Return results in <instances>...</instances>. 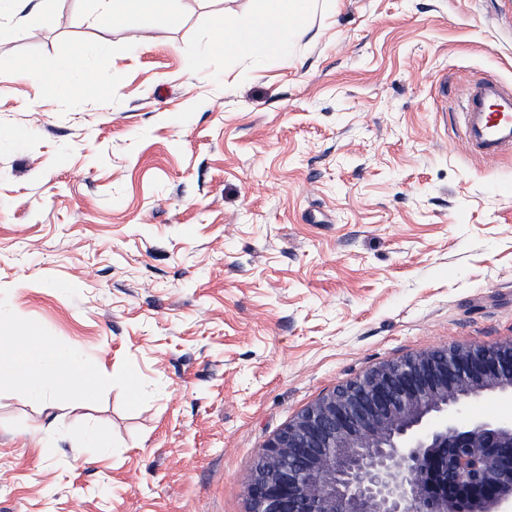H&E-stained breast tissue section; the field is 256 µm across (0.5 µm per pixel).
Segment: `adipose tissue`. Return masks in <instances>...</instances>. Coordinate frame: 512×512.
Returning a JSON list of instances; mask_svg holds the SVG:
<instances>
[{
    "instance_id": "obj_1",
    "label": "adipose tissue",
    "mask_w": 512,
    "mask_h": 512,
    "mask_svg": "<svg viewBox=\"0 0 512 512\" xmlns=\"http://www.w3.org/2000/svg\"><path fill=\"white\" fill-rule=\"evenodd\" d=\"M276 10L245 21L222 12L214 16L213 49L240 55L259 47L267 53L286 55L289 45L300 36L303 24L314 13L316 0H277ZM9 334L11 346L0 351V378L9 379L22 396L36 397L53 407L57 394L89 401L101 389L97 375L70 350L54 347L36 329H22L12 323L0 324Z\"/></svg>"
}]
</instances>
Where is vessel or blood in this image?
Listing matches in <instances>:
<instances>
[{
    "mask_svg": "<svg viewBox=\"0 0 512 512\" xmlns=\"http://www.w3.org/2000/svg\"><path fill=\"white\" fill-rule=\"evenodd\" d=\"M464 138L486 160L512 152V86L484 77L468 84L461 104Z\"/></svg>",
    "mask_w": 512,
    "mask_h": 512,
    "instance_id": "vessel-or-blood-1",
    "label": "vessel or blood"
}]
</instances>
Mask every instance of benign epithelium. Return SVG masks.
Returning <instances> with one entry per match:
<instances>
[{
  "instance_id": "obj_1",
  "label": "benign epithelium",
  "mask_w": 512,
  "mask_h": 512,
  "mask_svg": "<svg viewBox=\"0 0 512 512\" xmlns=\"http://www.w3.org/2000/svg\"><path fill=\"white\" fill-rule=\"evenodd\" d=\"M512 399V338L382 362L276 433L248 512H512V421L463 420Z\"/></svg>"
}]
</instances>
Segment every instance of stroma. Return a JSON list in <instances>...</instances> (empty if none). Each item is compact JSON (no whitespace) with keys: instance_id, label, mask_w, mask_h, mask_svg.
<instances>
[{"instance_id":"35a3bbf8","label":"stroma","mask_w":512,"mask_h":512,"mask_svg":"<svg viewBox=\"0 0 512 512\" xmlns=\"http://www.w3.org/2000/svg\"><path fill=\"white\" fill-rule=\"evenodd\" d=\"M275 6L0 8V318L103 381L47 410L0 380V512H247L338 384L512 337V155L453 115L512 84V0H318L288 55L205 53L216 13ZM73 57L97 89L16 77ZM120 1V2H118ZM102 13L107 17L116 10V5L124 3L128 5L127 13L131 19L141 28H149L153 26L155 21L163 14L170 12L174 7L176 0H150L151 6L148 9H138L134 4L137 0H98Z\"/></svg>"}]
</instances>
